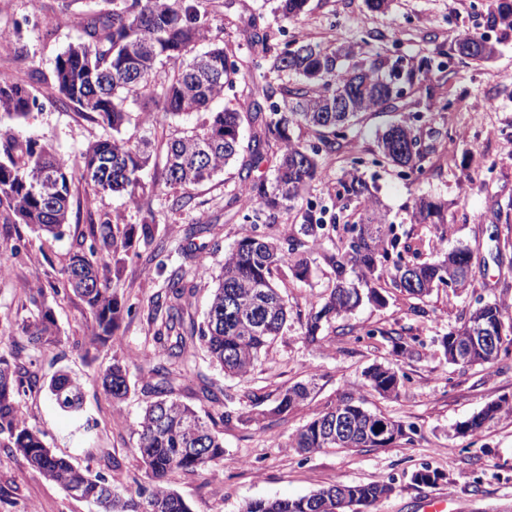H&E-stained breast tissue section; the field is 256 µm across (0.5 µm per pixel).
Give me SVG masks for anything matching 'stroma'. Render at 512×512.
<instances>
[{"instance_id":"obj_1","label":"stroma","mask_w":512,"mask_h":512,"mask_svg":"<svg viewBox=\"0 0 512 512\" xmlns=\"http://www.w3.org/2000/svg\"><path fill=\"white\" fill-rule=\"evenodd\" d=\"M473 2L393 0L387 12L379 13L368 10L363 0H309L305 14L288 20L274 14L271 0H209V39L228 53L246 54L245 28L255 16L278 44L299 39L323 46L354 45L371 33L375 39L366 54L417 62L432 56L435 43L483 31ZM95 6L96 0H77L68 9L62 0H0V70L36 95L51 93L57 56L82 37L85 16ZM31 12L39 16V26L18 28V19ZM497 49L487 63L457 58L447 68L431 69L421 90L413 92L422 114L417 127L431 147L422 177L372 166L377 134L393 116L368 114L338 152L324 156L308 193L314 203L336 212L338 180L347 174L352 158H364L361 171L375 182L389 222L411 231V244L422 258L455 246L473 249L467 290L455 295L438 289L420 301L377 283L384 304L367 303L349 317L332 320L324 325L320 341L310 344L301 335V323L311 305L328 293L334 273L323 259L327 243L299 248L298 257L309 261V277L301 282L288 269L276 272L275 282L290 309L288 322L248 380L224 375L196 342L189 344L185 362L172 369V398L198 411L212 409L202 393L209 385L222 390L237 413L218 427L224 438L222 460L210 470L177 471L168 478L169 488L192 512H243L255 500L296 498L336 483L374 481L392 483L394 489L369 512H420L421 502L435 495L448 496L454 512H512V415L474 437L456 432L459 423L487 404L512 400V355L487 370L450 364L438 346L474 299L512 308V36ZM20 130L63 156L73 175L71 214L61 239L22 224L0 223V251L8 255L11 268L9 276L0 277V350L15 351L16 364L40 379L39 386L22 396L21 411L30 426L45 431L52 453L93 475L110 474L131 486L145 482V468L135 454L136 423L150 398L146 386L156 381L149 351L159 322L152 303L165 293L167 268L194 267V245L200 242L206 246L207 264L219 271L225 250L254 228L281 240L298 238V212L280 211L255 227L246 223L238 203L244 183L237 162L180 195L166 187L160 161L148 170L154 190L140 202L95 193L79 173L86 148L106 131L62 101L33 111ZM421 195L447 200L446 224L435 228L413 223L412 206ZM148 210L155 216L156 236L169 244L163 270L140 235ZM90 214L109 220L117 239L134 237L119 274L109 277L113 295L128 312L112 337L96 344L87 305L61 288L68 252L89 240ZM201 220L209 223V231L191 235L192 225ZM39 289L62 339L45 351L29 345L20 331L36 312L31 295ZM371 329L376 337H368ZM382 329L400 332L410 355H397L391 342L379 337ZM117 361L132 366L130 393L121 402L113 401L101 384L103 372ZM375 364L402 375L398 396L384 397L367 387L364 372ZM60 371L81 387L79 412L61 410L44 387ZM299 382L311 383L310 397L288 414L270 416L280 394ZM252 393L261 396L260 404L250 403ZM349 393L364 398L367 409L409 427L408 438L387 448L310 453L292 448L291 439L303 425ZM426 467L439 473L435 484L414 481V473ZM0 512L92 508L68 496L21 457L0 451Z\"/></svg>"}]
</instances>
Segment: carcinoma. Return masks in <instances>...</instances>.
I'll list each match as a JSON object with an SVG mask.
<instances>
[{"label":"carcinoma","mask_w":512,"mask_h":512,"mask_svg":"<svg viewBox=\"0 0 512 512\" xmlns=\"http://www.w3.org/2000/svg\"><path fill=\"white\" fill-rule=\"evenodd\" d=\"M104 7L88 14L84 37L57 56L53 91L77 110L87 114L112 134L90 144L84 154L83 171L91 169L99 178L88 181L97 192L115 193L132 201L146 193L144 180L156 150L144 138L132 143L123 136L127 125L142 122L160 112L169 118L191 122L182 136L166 143L165 185L186 190L212 179L237 159L242 151L248 159L246 195L239 199L253 221L265 211L288 209L305 198L320 169L322 149H332L348 136L356 120L369 112H403L408 107L407 91L421 83L432 59L417 64L397 58L393 61L363 58L346 67L343 61L357 57L351 47H321L312 43L271 42L266 27L256 18L245 29L249 53L228 54L213 46L196 51L208 39L206 0H102ZM308 0H279L276 11L285 18L303 14ZM486 28L512 31V0H484ZM496 44L485 33L456 39L453 54L461 59L485 63L496 55ZM269 62L274 82L267 83L262 98L251 97L247 113L260 121V129L243 144L242 112L213 102L232 90L245 72ZM36 107L27 85L14 78L0 77V113L26 120ZM420 118L400 119L378 135L372 164L392 165L405 176L421 175L427 155L414 125ZM307 128L319 140L306 146L294 140L293 128ZM280 147L273 179L260 170L270 142ZM364 162L350 161L351 171L339 181L336 198L342 209L352 203L361 206L358 220L343 225L345 236L334 251L325 255L335 273V283L323 301L311 306L301 322L304 338L319 339L324 324L355 311L364 299L380 303L382 297L371 284L390 280L392 287L422 299L437 288L463 291L469 285L473 250L460 246L444 252L434 261H421L408 242L401 241L396 225L380 209L375 186L359 174ZM70 182L65 160L51 149L12 130L0 133V204L7 205L5 222L25 224L58 239L68 221ZM446 204L429 196L416 199L413 221L437 226L446 222ZM327 209L307 205L300 233L317 242L337 230L327 224ZM152 212L142 224L143 239L154 244L157 266L167 267V244L156 238ZM93 243L68 253L63 268L65 286L89 307L96 337L112 335L120 306L112 298L100 267L116 259L112 225L91 224ZM304 242L288 244L256 230L242 235L224 253V264L216 276L204 321L197 326L186 321L182 302L191 278L210 276L204 258L193 271L178 266L166 278L161 307L165 319L155 332L153 355L162 362L184 360L187 337H198L213 362L225 374L244 378L280 334L288 321V304L273 282V271L290 261ZM34 319L21 324V333L36 349L61 342L50 309L39 304ZM505 339L498 338V335ZM452 364L479 365L490 369L501 353L512 345V322L496 302L478 300L459 325L439 340ZM158 381L152 386L154 399L147 402L138 422L136 454L145 466L148 482L134 488L117 485L112 477L95 476L76 468L68 459L46 447L44 433L27 424L20 411V399L35 387L38 378L18 370L7 355L0 353V448L21 455L27 463L64 490H76L80 499L95 505L98 512H191L188 504L167 486L175 471L197 472L224 457V439L216 432L218 423L232 419L235 409L227 404L200 413L169 397L168 368L153 369ZM368 387L380 395L398 393L395 371L381 364L365 372ZM108 395L121 401L130 392L128 366L112 364L102 375ZM48 390L63 410H77L82 404L79 385L68 375L54 376ZM310 389L297 384L281 393L273 413L285 414L303 403ZM512 414V402L501 399L488 404L462 423L460 433L478 434L484 425ZM391 428L387 441L375 440L376 430ZM406 436L402 423L372 412L349 395L339 404L307 422L293 439L302 452L322 448H384ZM387 483L336 484L297 498L256 500L244 512H367L379 498L389 494Z\"/></svg>","instance_id":"carcinoma-1"}]
</instances>
